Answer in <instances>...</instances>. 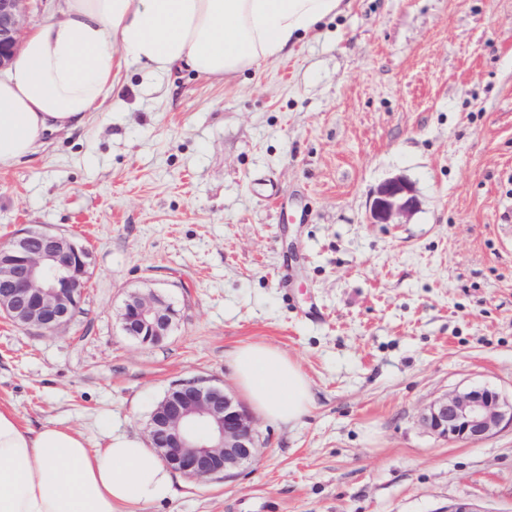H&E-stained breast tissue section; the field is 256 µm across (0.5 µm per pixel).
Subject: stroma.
<instances>
[{
    "instance_id": "stroma-1",
    "label": "stroma",
    "mask_w": 512,
    "mask_h": 512,
    "mask_svg": "<svg viewBox=\"0 0 512 512\" xmlns=\"http://www.w3.org/2000/svg\"><path fill=\"white\" fill-rule=\"evenodd\" d=\"M403 175L420 205L367 221ZM512 0H350L294 52L215 80L144 76L84 125L0 169V242L51 227L90 274L55 334L0 313V407L96 447L145 436L168 386L239 394L232 355L297 362L313 405L255 416L256 460L211 481L174 474L134 512H512V427L478 442L428 433L434 398L512 395ZM155 288L171 336L140 345L118 314Z\"/></svg>"
}]
</instances>
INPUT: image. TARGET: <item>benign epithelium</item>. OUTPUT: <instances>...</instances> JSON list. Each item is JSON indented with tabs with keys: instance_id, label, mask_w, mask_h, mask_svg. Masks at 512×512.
I'll return each instance as SVG.
<instances>
[{
	"instance_id": "benign-epithelium-1",
	"label": "benign epithelium",
	"mask_w": 512,
	"mask_h": 512,
	"mask_svg": "<svg viewBox=\"0 0 512 512\" xmlns=\"http://www.w3.org/2000/svg\"><path fill=\"white\" fill-rule=\"evenodd\" d=\"M27 16L26 0H0V72L20 47ZM418 208L414 184L395 175L373 191L367 223L401 224ZM88 276V253L75 238L48 228L22 231L0 245V310L19 326L56 333L71 323ZM175 318L169 298L149 289L127 296L119 323L129 339L158 344ZM419 421L439 438L476 442L512 425V399L485 386L455 390L432 401ZM147 437L172 471L199 480L233 476L258 450L248 410L224 387L196 378L166 391L150 414Z\"/></svg>"
}]
</instances>
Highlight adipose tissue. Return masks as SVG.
<instances>
[{
	"label": "adipose tissue",
	"instance_id": "ef3b65f1",
	"mask_svg": "<svg viewBox=\"0 0 512 512\" xmlns=\"http://www.w3.org/2000/svg\"><path fill=\"white\" fill-rule=\"evenodd\" d=\"M348 0H63L30 31L0 79V168L31 154L49 131L99 111L122 65L148 73L189 69L221 79L293 51L348 8ZM237 382L275 424H295L312 405L310 381L265 344L237 349ZM172 494L157 453L131 434L99 448L57 425L32 431L0 409V512H132Z\"/></svg>",
	"mask_w": 512,
	"mask_h": 512
}]
</instances>
